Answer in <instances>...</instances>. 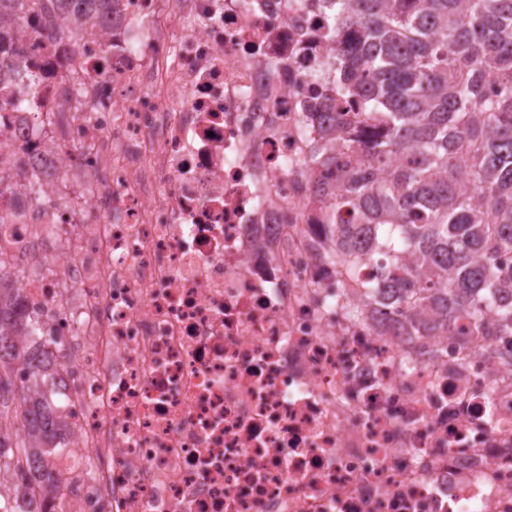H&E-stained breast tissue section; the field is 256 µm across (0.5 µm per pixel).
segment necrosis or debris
<instances>
[{
  "mask_svg": "<svg viewBox=\"0 0 512 512\" xmlns=\"http://www.w3.org/2000/svg\"><path fill=\"white\" fill-rule=\"evenodd\" d=\"M325 25L310 0H116L69 46L25 27L0 258L67 355L50 512H512L502 343L406 335L321 257Z\"/></svg>",
  "mask_w": 512,
  "mask_h": 512,
  "instance_id": "obj_1",
  "label": "necrosis or debris"
}]
</instances>
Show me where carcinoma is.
<instances>
[{"mask_svg":"<svg viewBox=\"0 0 512 512\" xmlns=\"http://www.w3.org/2000/svg\"><path fill=\"white\" fill-rule=\"evenodd\" d=\"M336 43L320 79L360 111L336 116L313 147V179L332 178L323 259L357 287L393 303L415 336L470 332L512 345V0H314ZM112 0H0V83L20 55L17 28L32 17L70 26L73 40ZM494 73L489 98L482 76ZM355 143L352 163L341 148ZM373 278H359L364 259ZM12 276L0 272V468L13 449L28 495L47 502L67 480L48 456L66 429L43 384V337Z\"/></svg>","mask_w":512,"mask_h":512,"instance_id":"carcinoma-1","label":"carcinoma"}]
</instances>
